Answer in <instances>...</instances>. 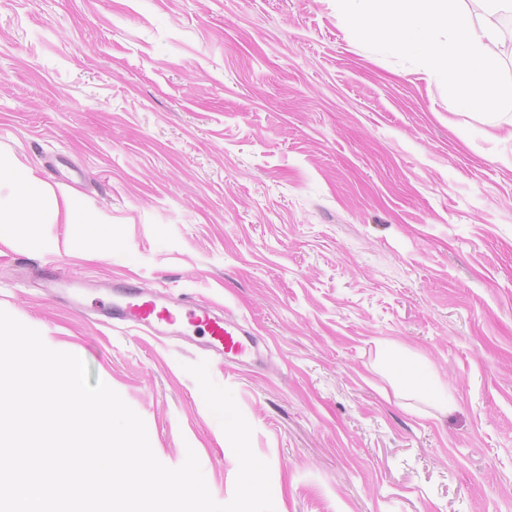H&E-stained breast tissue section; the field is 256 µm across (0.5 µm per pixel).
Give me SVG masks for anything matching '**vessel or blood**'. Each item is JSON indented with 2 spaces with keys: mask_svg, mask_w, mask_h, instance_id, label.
<instances>
[{
  "mask_svg": "<svg viewBox=\"0 0 512 512\" xmlns=\"http://www.w3.org/2000/svg\"><path fill=\"white\" fill-rule=\"evenodd\" d=\"M117 300L103 310L105 320L136 327L157 336H187L204 332L210 337L209 351L239 363L257 365L261 354L257 341L245 326L216 316L206 306L187 299L157 303L156 296L122 281L112 284Z\"/></svg>",
  "mask_w": 512,
  "mask_h": 512,
  "instance_id": "obj_1",
  "label": "vessel or blood"
}]
</instances>
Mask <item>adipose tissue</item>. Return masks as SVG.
Masks as SVG:
<instances>
[{
  "label": "adipose tissue",
  "instance_id": "adipose-tissue-1",
  "mask_svg": "<svg viewBox=\"0 0 512 512\" xmlns=\"http://www.w3.org/2000/svg\"><path fill=\"white\" fill-rule=\"evenodd\" d=\"M8 188L13 197L0 202V239H8L14 226L38 223L40 217L63 220L67 224H82L89 230L102 226L98 217L80 210L75 195L64 187H55L30 169H17L12 163L0 159V189ZM384 363L391 365L398 379L427 399H435L432 380L421 363L398 352L388 343H381Z\"/></svg>",
  "mask_w": 512,
  "mask_h": 512
}]
</instances>
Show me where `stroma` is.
<instances>
[{
	"label": "stroma",
	"instance_id": "obj_1",
	"mask_svg": "<svg viewBox=\"0 0 512 512\" xmlns=\"http://www.w3.org/2000/svg\"><path fill=\"white\" fill-rule=\"evenodd\" d=\"M336 0H0V157L112 226L23 224L0 309L82 357L152 450L238 460L185 367L253 428L275 512H512V125L361 44ZM60 262L81 306L36 269ZM250 327L259 368L99 323L111 283ZM423 360L452 411L404 391ZM379 347L383 362L395 369L398 379L406 381L410 389L424 398L437 397L431 377L418 360L401 354L388 343L381 342Z\"/></svg>",
	"mask_w": 512,
	"mask_h": 512
}]
</instances>
